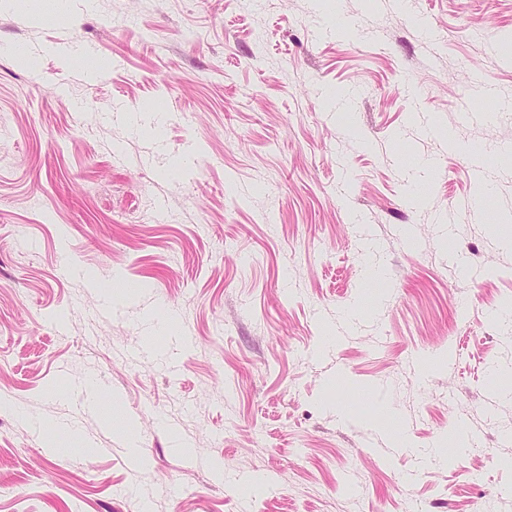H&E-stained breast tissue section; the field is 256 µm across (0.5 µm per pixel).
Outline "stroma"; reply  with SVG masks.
<instances>
[{"label":"stroma","instance_id":"1","mask_svg":"<svg viewBox=\"0 0 512 512\" xmlns=\"http://www.w3.org/2000/svg\"><path fill=\"white\" fill-rule=\"evenodd\" d=\"M506 103L512 0L0 9V512H512Z\"/></svg>","mask_w":512,"mask_h":512}]
</instances>
